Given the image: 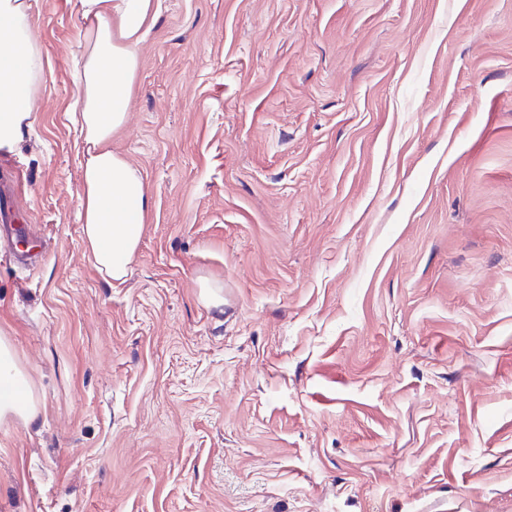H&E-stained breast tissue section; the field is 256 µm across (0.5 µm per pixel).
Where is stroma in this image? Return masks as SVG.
I'll list each match as a JSON object with an SVG mask.
<instances>
[{"label": "stroma", "mask_w": 512, "mask_h": 512, "mask_svg": "<svg viewBox=\"0 0 512 512\" xmlns=\"http://www.w3.org/2000/svg\"><path fill=\"white\" fill-rule=\"evenodd\" d=\"M32 27L0 333L39 415L0 427V512H512V0H161L109 142L152 195L117 286L77 0Z\"/></svg>", "instance_id": "1"}]
</instances>
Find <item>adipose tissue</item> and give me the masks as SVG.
Instances as JSON below:
<instances>
[{
  "label": "adipose tissue",
  "mask_w": 512,
  "mask_h": 512,
  "mask_svg": "<svg viewBox=\"0 0 512 512\" xmlns=\"http://www.w3.org/2000/svg\"><path fill=\"white\" fill-rule=\"evenodd\" d=\"M38 0H0V152H14L35 117L32 104L50 72L30 27ZM158 12L154 0H78L82 52L73 60L75 94L67 117L81 152L82 235L93 263L112 285L125 281L140 245L151 198L141 173L107 143L128 119L138 47ZM38 407L0 336V424L34 421Z\"/></svg>",
  "instance_id": "adipose-tissue-1"
}]
</instances>
